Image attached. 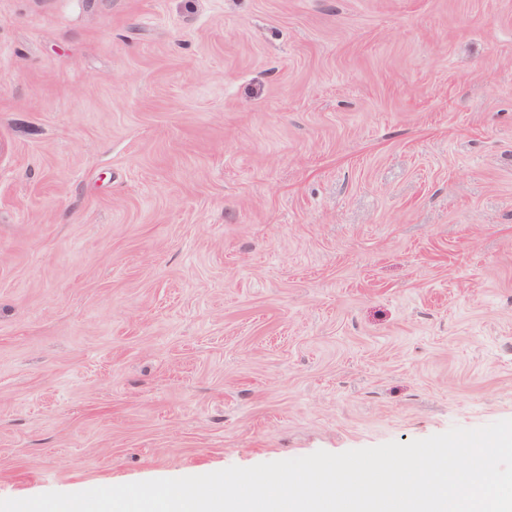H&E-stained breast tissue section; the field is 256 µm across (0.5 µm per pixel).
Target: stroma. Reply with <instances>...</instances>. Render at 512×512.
Listing matches in <instances>:
<instances>
[{
	"mask_svg": "<svg viewBox=\"0 0 512 512\" xmlns=\"http://www.w3.org/2000/svg\"><path fill=\"white\" fill-rule=\"evenodd\" d=\"M512 419V0H0V499Z\"/></svg>",
	"mask_w": 512,
	"mask_h": 512,
	"instance_id": "obj_1",
	"label": "stroma"
}]
</instances>
